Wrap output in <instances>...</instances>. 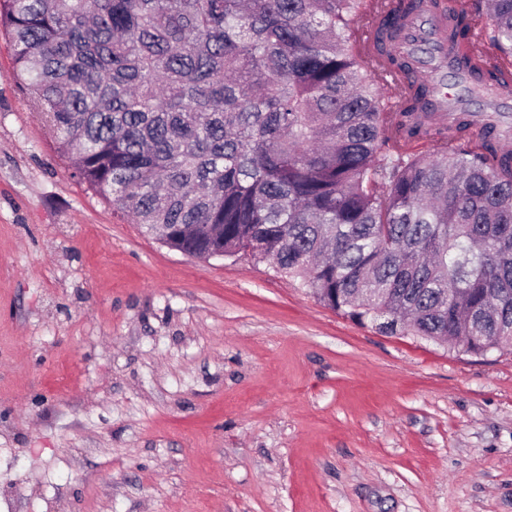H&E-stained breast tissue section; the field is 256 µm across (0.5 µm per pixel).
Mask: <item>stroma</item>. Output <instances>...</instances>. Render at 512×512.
I'll use <instances>...</instances> for the list:
<instances>
[{
    "label": "stroma",
    "instance_id": "1",
    "mask_svg": "<svg viewBox=\"0 0 512 512\" xmlns=\"http://www.w3.org/2000/svg\"><path fill=\"white\" fill-rule=\"evenodd\" d=\"M0 512H512V349L145 235L73 177L0 31Z\"/></svg>",
    "mask_w": 512,
    "mask_h": 512
}]
</instances>
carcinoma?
I'll list each match as a JSON object with an SVG mask.
<instances>
[{"label": "carcinoma", "instance_id": "1", "mask_svg": "<svg viewBox=\"0 0 512 512\" xmlns=\"http://www.w3.org/2000/svg\"><path fill=\"white\" fill-rule=\"evenodd\" d=\"M461 13L468 62L486 15L498 53L470 83L512 87V0ZM365 0H0L18 90L73 175L192 256L248 253L387 335L512 343V134L495 114H390L354 50ZM380 20L390 69L413 9ZM405 139L432 142L416 154Z\"/></svg>", "mask_w": 512, "mask_h": 512}]
</instances>
